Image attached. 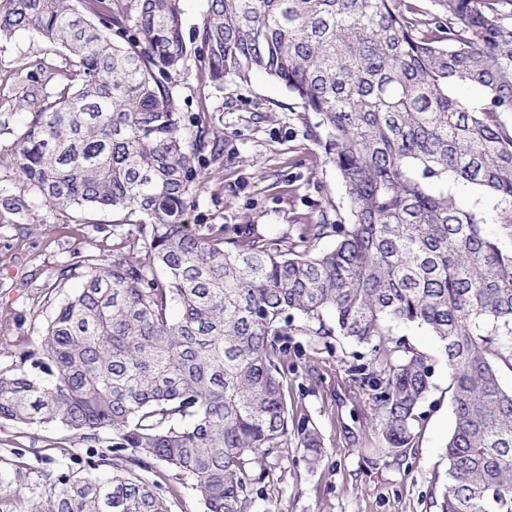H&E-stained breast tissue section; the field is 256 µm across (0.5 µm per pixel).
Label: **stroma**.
I'll return each instance as SVG.
<instances>
[{
    "mask_svg": "<svg viewBox=\"0 0 512 512\" xmlns=\"http://www.w3.org/2000/svg\"><path fill=\"white\" fill-rule=\"evenodd\" d=\"M44 57L65 63L64 51L49 50L38 37L19 34L0 41V367L34 350L53 309L75 284L55 285L54 273L74 254L111 255L119 232L118 213L92 216L49 207L19 181L8 162L15 130L26 114L22 93L52 92L47 74L34 67ZM183 112L205 111L210 132L224 155L187 212L189 226L223 225L225 233L244 224L267 236L297 235L303 224L328 213L348 221L349 209L335 166L323 146L306 133L313 115L284 87L257 73L249 82H211L200 54L191 55L176 78ZM22 200L19 210L5 199ZM295 319L282 359L288 403L295 419L318 428L325 448L320 464L306 461L296 446L272 449L264 463L269 476L260 512H434L447 469L445 445L453 428L448 367L433 336L416 327L397 336L431 357L433 387L420 403L415 443L405 457L386 456L371 397L354 388L353 371L364 350L339 336L308 335ZM89 450L59 425L27 428L0 421V512H29L48 475L84 468Z\"/></svg>",
    "mask_w": 512,
    "mask_h": 512,
    "instance_id": "obj_1",
    "label": "stroma"
}]
</instances>
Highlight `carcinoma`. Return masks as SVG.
Wrapping results in <instances>:
<instances>
[{"label":"carcinoma","mask_w":512,"mask_h":512,"mask_svg":"<svg viewBox=\"0 0 512 512\" xmlns=\"http://www.w3.org/2000/svg\"><path fill=\"white\" fill-rule=\"evenodd\" d=\"M209 0L192 38L181 0H0V40L29 32L68 53L63 87L25 98L11 165L58 210L137 226L112 259L56 271L81 287L36 354L0 368V420L57 424L107 453L49 477L31 512H169L155 464L190 481L204 512H254V474L295 440L280 368L289 321L367 348L352 381L373 391L388 453L414 446L430 358L393 327L426 330L448 363L454 427L438 512H512V0ZM199 44L210 80L263 72L317 122L350 224L297 237L187 228L220 160L208 115L185 121L173 80ZM477 92L461 98L455 87ZM459 185L478 192L456 195ZM499 224L485 236L488 219ZM336 237L335 246L316 250Z\"/></svg>","instance_id":"cac0c4a2"}]
</instances>
